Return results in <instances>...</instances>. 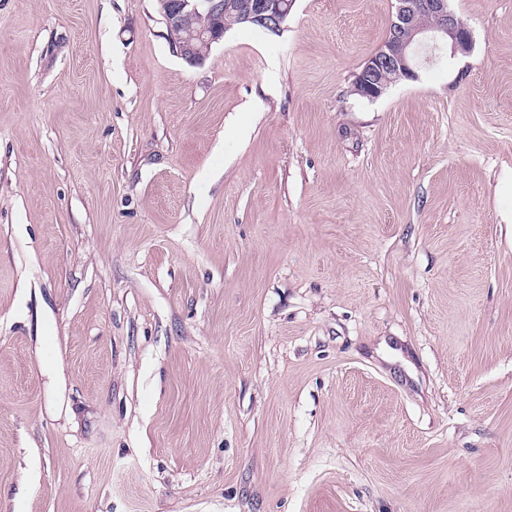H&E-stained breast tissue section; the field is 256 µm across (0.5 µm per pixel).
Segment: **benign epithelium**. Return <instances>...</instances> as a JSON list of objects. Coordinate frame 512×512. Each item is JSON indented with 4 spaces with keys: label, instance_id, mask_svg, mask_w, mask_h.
<instances>
[{
    "label": "benign epithelium",
    "instance_id": "obj_1",
    "mask_svg": "<svg viewBox=\"0 0 512 512\" xmlns=\"http://www.w3.org/2000/svg\"><path fill=\"white\" fill-rule=\"evenodd\" d=\"M398 29L413 26L414 18L425 10L434 11L439 22L431 29L416 28L412 37H395L386 50L371 58L359 75L363 96L373 100L389 88L379 74L394 70L404 79L416 76V52L421 43L451 40L452 53L470 51L472 38L461 28L447 0H397ZM158 12L165 21L170 41L183 59L191 64L202 62L213 44L224 38V12L235 8L233 0H157ZM292 7V0H254L245 19L271 29L282 27Z\"/></svg>",
    "mask_w": 512,
    "mask_h": 512
}]
</instances>
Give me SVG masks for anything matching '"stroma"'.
Here are the masks:
<instances>
[{"label": "stroma", "instance_id": "35a3bbf8", "mask_svg": "<svg viewBox=\"0 0 512 512\" xmlns=\"http://www.w3.org/2000/svg\"><path fill=\"white\" fill-rule=\"evenodd\" d=\"M395 5L0 0V512H512V0ZM226 1V2H224ZM239 11L232 10L235 4ZM157 0L158 12L165 21L170 41L183 59L201 63L212 45L224 38V20L231 27L251 25L241 21L240 14L249 0ZM226 10H231L224 15ZM254 26V25H251ZM257 27V26H254ZM291 7L290 0H256L251 4L245 19L276 30L282 27ZM397 2L396 21L398 20V22L391 24L383 46L374 55L396 35L395 24L401 30L399 34L407 37L409 36V31H402V29L412 27L414 18L425 10L434 11L439 17V22L433 27L436 17L432 13L418 15L416 24L425 29H414L409 39L394 37L386 50L368 61L363 72L358 77L364 89L363 96L368 97L370 100L377 99L386 92L389 88L387 81H392L393 83L400 80L399 76L404 79H412L416 76L415 57L419 44L429 42L439 47L440 41H448L449 38L451 40L452 53L454 54L469 52L472 45L470 32L460 27L465 26L457 17L458 23L455 14L448 8L447 0H397ZM415 36H417L416 39ZM389 70L396 71L399 76ZM379 74L387 81L381 80L378 77ZM357 88L355 79L353 92L355 95L363 97L359 94Z\"/></svg>", "mask_w": 512, "mask_h": 512}]
</instances>
